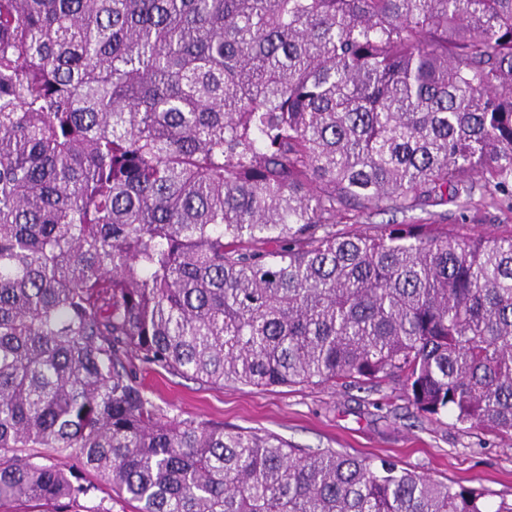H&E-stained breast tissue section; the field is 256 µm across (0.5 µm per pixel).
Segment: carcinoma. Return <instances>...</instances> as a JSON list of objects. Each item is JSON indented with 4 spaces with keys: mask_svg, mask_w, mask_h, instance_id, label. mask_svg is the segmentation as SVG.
<instances>
[{
    "mask_svg": "<svg viewBox=\"0 0 512 512\" xmlns=\"http://www.w3.org/2000/svg\"><path fill=\"white\" fill-rule=\"evenodd\" d=\"M477 192L512 212V0H0V512H111L70 461L134 512H512L137 378L512 435V231L431 211Z\"/></svg>",
    "mask_w": 512,
    "mask_h": 512,
    "instance_id": "obj_1",
    "label": "carcinoma"
}]
</instances>
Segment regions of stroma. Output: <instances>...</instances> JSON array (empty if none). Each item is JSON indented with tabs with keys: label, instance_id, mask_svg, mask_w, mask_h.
<instances>
[{
	"label": "stroma",
	"instance_id": "35a3bbf8",
	"mask_svg": "<svg viewBox=\"0 0 512 512\" xmlns=\"http://www.w3.org/2000/svg\"><path fill=\"white\" fill-rule=\"evenodd\" d=\"M137 375L169 418L269 431L307 451L386 458L438 481L484 488L491 502L512 500V437L464 431L446 415L424 417L393 386L220 388L145 364Z\"/></svg>",
	"mask_w": 512,
	"mask_h": 512
}]
</instances>
